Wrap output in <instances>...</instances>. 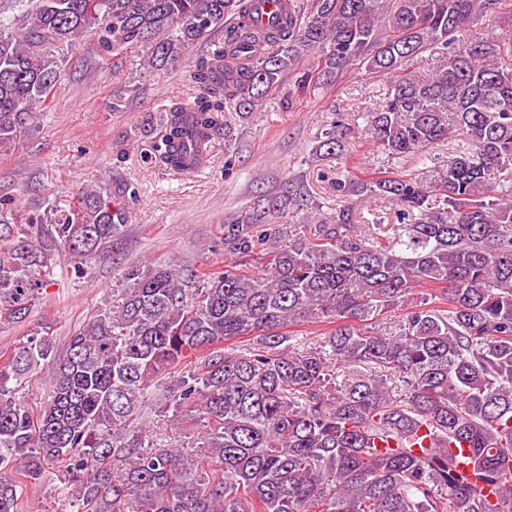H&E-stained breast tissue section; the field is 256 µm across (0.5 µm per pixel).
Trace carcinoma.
<instances>
[{
	"label": "carcinoma",
	"instance_id": "cac0c4a2",
	"mask_svg": "<svg viewBox=\"0 0 512 512\" xmlns=\"http://www.w3.org/2000/svg\"><path fill=\"white\" fill-rule=\"evenodd\" d=\"M252 4L0 0V154L50 109L63 76L51 48L92 28L101 56L133 50L146 71L224 29V48L195 64L198 93L159 114V163L178 174L207 163L202 145L219 132L233 140L226 113L262 105L313 53L303 89L359 64L401 71L364 116L377 152L425 170L453 132L467 147L434 175L340 172L336 195L390 202V226L359 223L351 206L322 212L294 175L224 225L225 265L124 266L121 304L94 315L59 364L51 336L28 338L0 363V512H18L25 490L10 472L36 482L58 464L81 512H512V182L495 177L512 167V21L477 40L470 19L500 0H282L267 28ZM423 57L431 69L403 72ZM352 132L334 121L315 153L342 155ZM125 194L83 189L63 222L57 201L22 213L0 196V319L24 321L58 264L82 274L118 248ZM290 209L305 223L283 246ZM258 259L266 273L241 270ZM423 287L446 306L418 297ZM391 308L405 321L377 324ZM305 322L331 325L322 344L284 332ZM240 336L253 347L224 345ZM334 361L349 368L340 383ZM49 364L54 395L34 413L17 388ZM150 411L175 425L196 412L206 429L153 450ZM423 427L431 446L416 452L408 438ZM463 443L469 454H452Z\"/></svg>",
	"mask_w": 512,
	"mask_h": 512
}]
</instances>
